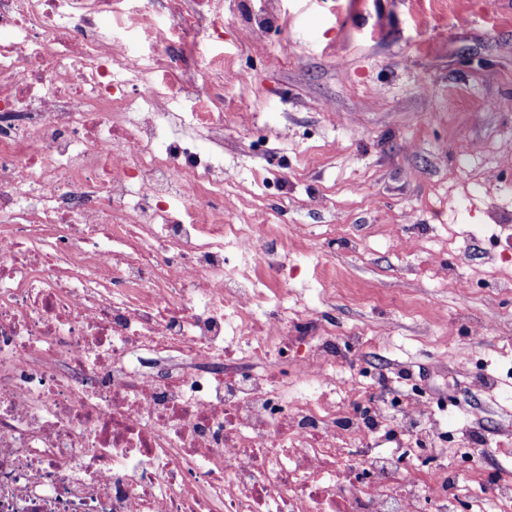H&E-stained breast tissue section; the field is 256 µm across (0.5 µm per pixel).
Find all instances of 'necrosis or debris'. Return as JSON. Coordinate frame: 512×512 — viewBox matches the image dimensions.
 <instances>
[{"instance_id": "1", "label": "necrosis or debris", "mask_w": 512, "mask_h": 512, "mask_svg": "<svg viewBox=\"0 0 512 512\" xmlns=\"http://www.w3.org/2000/svg\"><path fill=\"white\" fill-rule=\"evenodd\" d=\"M142 23L160 50L221 26L211 0H0V512H512L477 448L416 465L449 437L418 393L289 337L280 226L224 221L223 63L131 52Z\"/></svg>"}]
</instances>
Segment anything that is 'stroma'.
<instances>
[{
    "instance_id": "35a3bbf8",
    "label": "stroma",
    "mask_w": 512,
    "mask_h": 512,
    "mask_svg": "<svg viewBox=\"0 0 512 512\" xmlns=\"http://www.w3.org/2000/svg\"><path fill=\"white\" fill-rule=\"evenodd\" d=\"M222 2L225 223L287 225L312 335L369 337L512 480V0Z\"/></svg>"
}]
</instances>
